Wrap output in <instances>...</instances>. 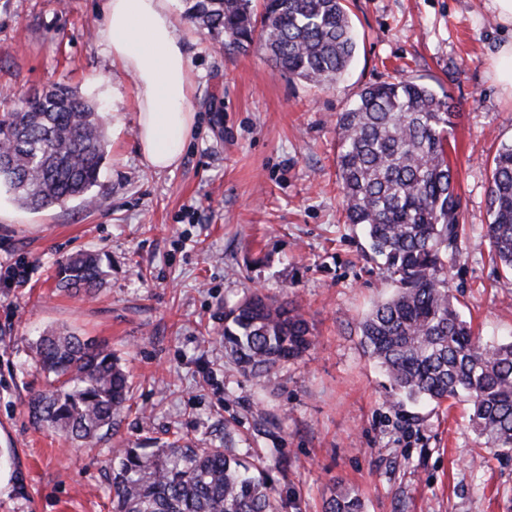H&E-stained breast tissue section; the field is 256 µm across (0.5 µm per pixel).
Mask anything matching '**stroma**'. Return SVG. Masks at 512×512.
Here are the masks:
<instances>
[{
    "mask_svg": "<svg viewBox=\"0 0 512 512\" xmlns=\"http://www.w3.org/2000/svg\"><path fill=\"white\" fill-rule=\"evenodd\" d=\"M358 48L340 83L274 67L260 43L220 44L172 0L195 81V124L177 167L138 148L130 77L96 41L104 0H0V113L57 83L108 118L103 196L86 208L31 211L0 195V512H112L117 444L180 436L220 448L232 436L259 462L285 512H324L335 483L364 512H512V454L486 447L466 404H384L387 381L359 322L389 287L347 224L336 176V116L366 86L409 77L453 98L450 160L462 200V252L448 269L459 307L485 339L512 336V284L483 226L493 160L512 143V93L494 68L512 41L491 0H346ZM112 267L90 297L55 289L77 250ZM260 289L297 303L315 336L275 384L224 353V304ZM65 328L107 343L130 376L116 433L79 447L27 411L43 378L30 346Z\"/></svg>",
    "mask_w": 512,
    "mask_h": 512,
    "instance_id": "stroma-1",
    "label": "stroma"
}]
</instances>
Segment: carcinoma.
<instances>
[{"label":"carcinoma","mask_w":512,"mask_h":512,"mask_svg":"<svg viewBox=\"0 0 512 512\" xmlns=\"http://www.w3.org/2000/svg\"><path fill=\"white\" fill-rule=\"evenodd\" d=\"M197 28L243 49L259 34L271 61L291 78L338 83L357 42L343 0H187ZM452 98L408 78L365 87L336 119L337 167L347 223L363 226L384 259L393 291L360 322L365 352L389 381L386 404L462 397L484 443L512 453V341L484 340L462 319L448 262L462 251L461 199L448 159L457 116ZM107 155L100 113L77 91L57 86L19 99L0 114V191L39 211L100 199ZM494 259L512 276V144L502 146L488 187ZM98 254L78 252L60 265L56 287L90 296L103 284ZM315 343L296 307L249 291L224 304V349L246 374L272 377ZM45 387L28 402L41 427L83 446L114 430L129 401V377L112 348L66 329L33 343ZM112 512H280L284 504L257 466L233 448H198L176 437L146 453L116 450ZM358 491L336 485L325 512H362Z\"/></svg>","instance_id":"carcinoma-1"}]
</instances>
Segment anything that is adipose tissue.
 <instances>
[{"label":"adipose tissue","instance_id":"ef3b65f1","mask_svg":"<svg viewBox=\"0 0 512 512\" xmlns=\"http://www.w3.org/2000/svg\"><path fill=\"white\" fill-rule=\"evenodd\" d=\"M97 40L113 65L134 79L142 156L157 169L176 167L195 117L190 64L171 0H106Z\"/></svg>","mask_w":512,"mask_h":512}]
</instances>
